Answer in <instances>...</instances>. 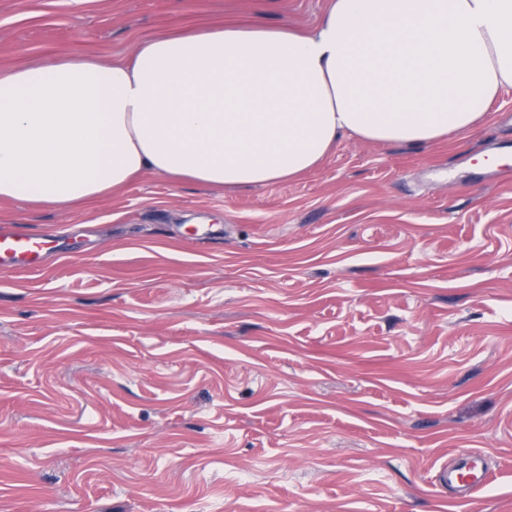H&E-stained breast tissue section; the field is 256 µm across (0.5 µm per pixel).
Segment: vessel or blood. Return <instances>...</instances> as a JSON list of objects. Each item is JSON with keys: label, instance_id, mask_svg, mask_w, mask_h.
Listing matches in <instances>:
<instances>
[{"label": "vessel or blood", "instance_id": "1", "mask_svg": "<svg viewBox=\"0 0 512 512\" xmlns=\"http://www.w3.org/2000/svg\"><path fill=\"white\" fill-rule=\"evenodd\" d=\"M50 235L33 231L23 224L0 225V269L19 272L38 270L49 253ZM491 481L483 453L467 451L458 460L440 467L434 485L458 502H465Z\"/></svg>", "mask_w": 512, "mask_h": 512}]
</instances>
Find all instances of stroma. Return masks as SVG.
Listing matches in <instances>:
<instances>
[{"mask_svg":"<svg viewBox=\"0 0 512 512\" xmlns=\"http://www.w3.org/2000/svg\"><path fill=\"white\" fill-rule=\"evenodd\" d=\"M328 4L0 0V76ZM506 141L512 88L291 182L0 199L67 249L0 270V512H512V180L478 165ZM469 449L497 479L458 503L433 477Z\"/></svg>","mask_w":512,"mask_h":512,"instance_id":"35a3bbf8","label":"stroma"}]
</instances>
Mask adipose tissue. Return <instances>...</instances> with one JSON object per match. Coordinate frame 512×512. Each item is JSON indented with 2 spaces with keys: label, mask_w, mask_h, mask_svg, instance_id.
Segmentation results:
<instances>
[{
  "label": "adipose tissue",
  "mask_w": 512,
  "mask_h": 512,
  "mask_svg": "<svg viewBox=\"0 0 512 512\" xmlns=\"http://www.w3.org/2000/svg\"><path fill=\"white\" fill-rule=\"evenodd\" d=\"M512 87V0H330L307 33L227 27L0 77V199L73 206L146 173L291 181L343 137L461 138Z\"/></svg>",
  "instance_id": "obj_1"
}]
</instances>
